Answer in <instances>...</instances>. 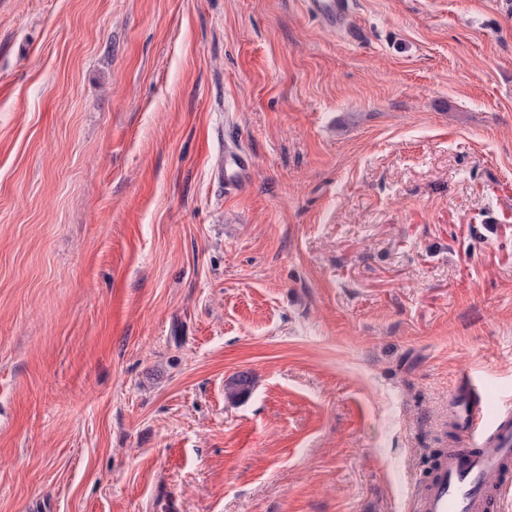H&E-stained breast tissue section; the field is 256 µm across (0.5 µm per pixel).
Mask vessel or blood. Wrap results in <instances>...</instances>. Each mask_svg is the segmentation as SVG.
<instances>
[{"mask_svg":"<svg viewBox=\"0 0 512 512\" xmlns=\"http://www.w3.org/2000/svg\"><path fill=\"white\" fill-rule=\"evenodd\" d=\"M307 13L328 27L348 22L351 0H304ZM253 160L228 154L218 176L225 192L242 191ZM456 427L452 447L443 449L429 477L418 484L414 512H503L512 498V407L492 406L486 387L462 374L448 401Z\"/></svg>","mask_w":512,"mask_h":512,"instance_id":"vessel-or-blood-1","label":"vessel or blood"}]
</instances>
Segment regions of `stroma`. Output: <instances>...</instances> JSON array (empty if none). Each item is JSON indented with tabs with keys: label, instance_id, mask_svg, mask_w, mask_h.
Here are the masks:
<instances>
[{
	"label": "stroma",
	"instance_id": "obj_1",
	"mask_svg": "<svg viewBox=\"0 0 512 512\" xmlns=\"http://www.w3.org/2000/svg\"><path fill=\"white\" fill-rule=\"evenodd\" d=\"M464 372L512 399V0H0V512H413ZM307 13L328 27H343L352 9L350 0H304ZM253 160L244 154H225L224 167L218 173L219 179L224 185L226 193L240 192L248 184Z\"/></svg>",
	"mask_w": 512,
	"mask_h": 512
}]
</instances>
